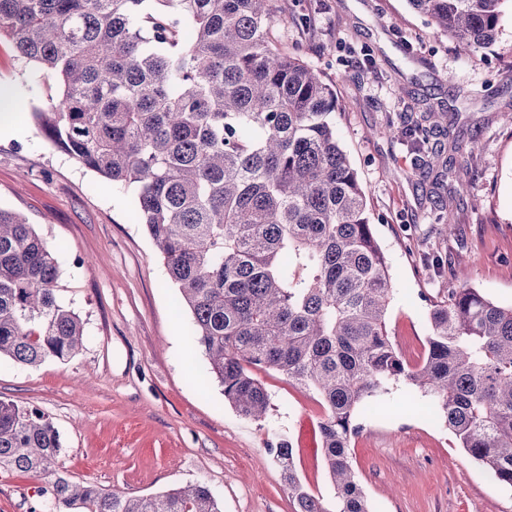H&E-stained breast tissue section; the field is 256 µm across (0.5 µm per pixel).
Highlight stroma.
Wrapping results in <instances>:
<instances>
[{
    "mask_svg": "<svg viewBox=\"0 0 512 512\" xmlns=\"http://www.w3.org/2000/svg\"><path fill=\"white\" fill-rule=\"evenodd\" d=\"M272 41L336 89V134L366 190L372 230L394 287L387 330L421 360L431 305L461 286L512 305V6L477 58L407 0H276ZM308 24H299V16ZM0 86L22 129L0 137V207L22 212L55 252L58 299L87 336L65 361H0V397L49 415L68 477L136 497L199 481L222 512H295L268 449L297 441L324 409L282 375L255 369L272 408L240 416L183 336L191 315L140 224L131 188L105 180L49 142L32 114L57 94L53 77L0 39ZM446 111L449 171L435 186L422 154L390 138L388 122ZM482 149L469 150L470 140ZM473 185L472 197L456 193ZM450 209L456 233L437 222ZM428 399L397 384L376 396L352 442L359 480L377 512H512V489L460 448ZM46 481L0 470V512H49Z\"/></svg>",
    "mask_w": 512,
    "mask_h": 512,
    "instance_id": "obj_1",
    "label": "stroma"
}]
</instances>
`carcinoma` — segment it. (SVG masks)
Listing matches in <instances>:
<instances>
[{
	"mask_svg": "<svg viewBox=\"0 0 512 512\" xmlns=\"http://www.w3.org/2000/svg\"><path fill=\"white\" fill-rule=\"evenodd\" d=\"M274 0H0V37L57 78L36 125L58 149L136 189L139 222L191 313L224 400L267 418L273 370L325 409L322 457L335 510L308 490L294 448H269L296 512H375L350 442L373 397L404 383L430 398L478 464L512 488V305L457 288L428 313L409 364L386 319L394 288L366 192L336 139V90L269 33ZM504 0H408L456 53L496 39ZM437 123L385 134L433 151ZM53 249L0 208V359L73 356L82 322L57 300ZM63 443L43 412L0 398V469L40 472L54 512H221L207 484L159 495L104 492L59 473Z\"/></svg>",
	"mask_w": 512,
	"mask_h": 512,
	"instance_id": "obj_1",
	"label": "carcinoma"
}]
</instances>
